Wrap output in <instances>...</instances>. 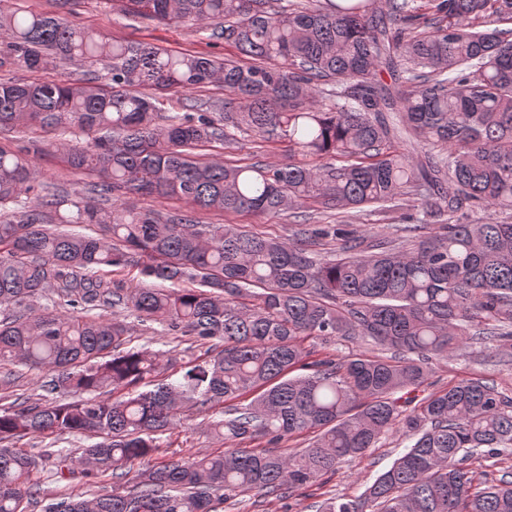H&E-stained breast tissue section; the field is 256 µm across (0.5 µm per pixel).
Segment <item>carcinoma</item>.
Returning <instances> with one entry per match:
<instances>
[{
    "label": "carcinoma",
    "instance_id": "carcinoma-1",
    "mask_svg": "<svg viewBox=\"0 0 512 512\" xmlns=\"http://www.w3.org/2000/svg\"><path fill=\"white\" fill-rule=\"evenodd\" d=\"M0 7V67L51 72L101 64L80 80L49 75L0 81V129L78 130L85 142L0 144V360L48 375L40 388L82 395L0 410V512L38 504L37 457L27 436L82 434L98 441L56 474L112 476L124 492L52 498L42 512H219L251 493L252 507L293 489H321L339 464L399 434L405 451L363 494L329 497L317 512H512V481L473 487L466 462L512 449V397L474 380L417 405L434 360L470 335L512 341V0H123L157 21L211 31L237 57L186 53L98 37L67 20ZM397 73L393 91L377 79ZM224 84V106L159 123L160 98ZM288 140L311 165L228 166L197 150L232 139ZM439 147L415 165L407 148ZM94 178L64 199L39 179L36 157ZM448 183L452 191L443 189ZM29 199L21 211L10 206ZM131 196L176 198L193 211L278 214L312 200L326 209L394 208L411 198L441 224L414 240L366 251L333 225L286 242L237 224L138 209ZM81 224L99 233L64 228ZM331 238L325 259L307 242ZM135 268L140 284L96 275ZM172 284L152 288L147 280ZM55 288L81 315L37 313ZM12 305L25 307L5 314ZM127 309L141 322L207 344L209 358L154 382L156 355L128 348L129 327L88 312ZM340 338L377 354L304 362L307 339ZM255 397L248 403L240 398ZM224 403L209 422L227 449L152 464L159 436L184 404ZM315 434L302 449L237 448ZM140 469H135V466Z\"/></svg>",
    "mask_w": 512,
    "mask_h": 512
}]
</instances>
